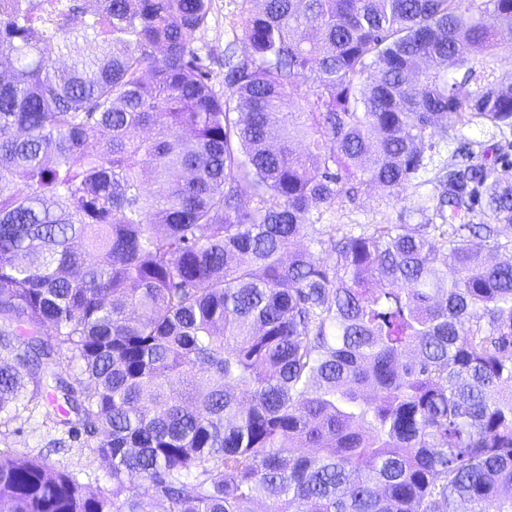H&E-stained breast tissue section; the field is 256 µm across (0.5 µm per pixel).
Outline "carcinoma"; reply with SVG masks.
Segmentation results:
<instances>
[{"mask_svg":"<svg viewBox=\"0 0 512 512\" xmlns=\"http://www.w3.org/2000/svg\"><path fill=\"white\" fill-rule=\"evenodd\" d=\"M247 2L236 61L212 0L0 9V413L31 385L111 480L0 448V512H512V0ZM448 125L500 167L301 247ZM212 12L208 25L197 33L194 47L202 56L224 53L225 44L234 40L238 54L247 52L242 37V0H212ZM436 141H439L442 146V158L448 157V136H455L459 139H465L467 141L481 142V144H485V148L494 144L500 138L496 136V138L492 139V130L482 129L478 126H472L469 128H464L462 130H447V132H437Z\"/></svg>","mask_w":512,"mask_h":512,"instance_id":"obj_1","label":"carcinoma"}]
</instances>
